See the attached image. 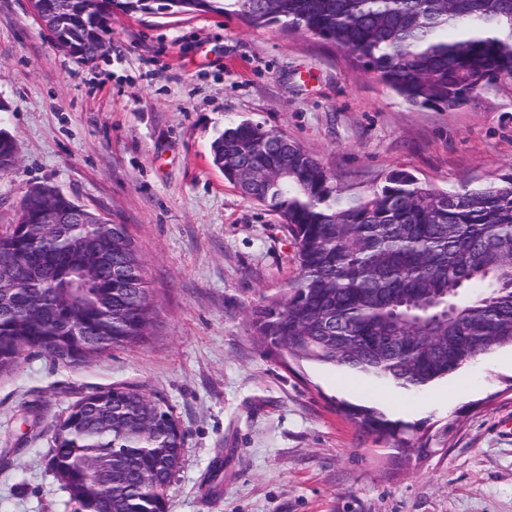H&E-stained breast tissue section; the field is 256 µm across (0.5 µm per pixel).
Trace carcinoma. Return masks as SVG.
Masks as SVG:
<instances>
[{
  "label": "carcinoma",
  "instance_id": "cac0c4a2",
  "mask_svg": "<svg viewBox=\"0 0 512 512\" xmlns=\"http://www.w3.org/2000/svg\"><path fill=\"white\" fill-rule=\"evenodd\" d=\"M66 0H39L45 28ZM101 24L113 7L166 11L171 0H82ZM249 25L310 33L412 107L456 109L486 86L512 85V0H208ZM247 120L212 141L213 164L245 197L277 213L299 273L254 311L271 348L421 389L512 346V172L435 188L404 168L352 193L312 154ZM17 160L0 129V171ZM68 196L20 203L0 227V374L22 352L69 365L149 334L150 286L126 226L79 218ZM457 293L448 296V289ZM360 431L423 450L412 427L343 403ZM182 434L161 400L133 385L87 394L52 428L50 466L73 512H166Z\"/></svg>",
  "mask_w": 512,
  "mask_h": 512
}]
</instances>
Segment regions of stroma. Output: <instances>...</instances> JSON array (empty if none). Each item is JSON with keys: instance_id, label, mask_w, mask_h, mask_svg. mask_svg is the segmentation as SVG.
<instances>
[{"instance_id": "1", "label": "stroma", "mask_w": 512, "mask_h": 512, "mask_svg": "<svg viewBox=\"0 0 512 512\" xmlns=\"http://www.w3.org/2000/svg\"><path fill=\"white\" fill-rule=\"evenodd\" d=\"M232 119L279 130L364 191L403 167L439 189L512 171V89L466 107L406 105L308 33L207 12L112 16L82 63L29 0H0V225L50 183L126 225L155 309L131 348L65 365L23 352L0 376V512H72L48 464L49 425L88 393L136 385L184 433L168 512H512V349L412 390L282 357L251 312L297 274L280 217L212 163ZM417 425L429 455L361 432L339 403Z\"/></svg>"}]
</instances>
